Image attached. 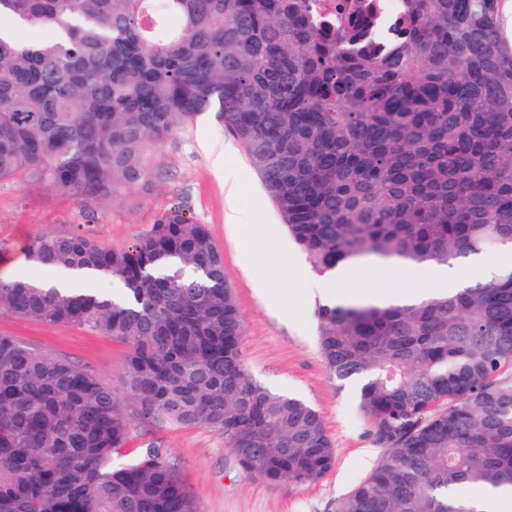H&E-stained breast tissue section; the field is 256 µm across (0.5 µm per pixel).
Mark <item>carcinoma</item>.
Masks as SVG:
<instances>
[{
    "label": "carcinoma",
    "instance_id": "cac0c4a2",
    "mask_svg": "<svg viewBox=\"0 0 512 512\" xmlns=\"http://www.w3.org/2000/svg\"><path fill=\"white\" fill-rule=\"evenodd\" d=\"M376 0L317 24L311 0H0V181L79 200L152 184L153 157L216 111L325 274L345 262L446 264L512 245V40L499 0H404L395 51ZM51 272L117 295L0 277V312L127 346L145 418L224 435L248 474L311 484L335 462L320 412L241 360L245 327L206 224L172 205L126 248L33 238ZM327 372L361 383L383 449L335 512H478L453 490L512 491V265L417 306L317 308ZM112 388L0 334V512H198L177 469L125 459Z\"/></svg>",
    "mask_w": 512,
    "mask_h": 512
}]
</instances>
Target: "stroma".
Listing matches in <instances>:
<instances>
[{
	"label": "stroma",
	"mask_w": 512,
	"mask_h": 512,
	"mask_svg": "<svg viewBox=\"0 0 512 512\" xmlns=\"http://www.w3.org/2000/svg\"><path fill=\"white\" fill-rule=\"evenodd\" d=\"M228 145L233 151L223 173H216L212 158ZM154 166L163 177L149 190L86 205L47 184L21 178L0 182V276L46 277V270L27 258V244L36 236L79 231L104 247L123 248L148 233L164 209L182 204L188 216L209 225L223 251L224 272L245 323L241 359L246 371L271 391L297 396L320 412L336 450L333 468L312 484H268L241 469L220 432L144 419L127 394L126 347L111 337L8 313H0V333L66 358L111 386L129 421L128 452L136 456L158 449L176 467L200 512H334L337 501L370 475L382 450L372 441L355 394L323 365L316 320L320 298L288 306L269 299V289L298 288L315 278L306 253L289 234L242 144L218 113H202L193 124L179 128L156 153ZM239 173L244 176L240 196L246 216L241 223L228 224L224 180ZM248 246L255 261L246 267L241 255ZM407 285L402 264L395 263L381 274L364 269L360 278L342 284L340 292L352 303L367 289Z\"/></svg>",
	"instance_id": "obj_1"
}]
</instances>
